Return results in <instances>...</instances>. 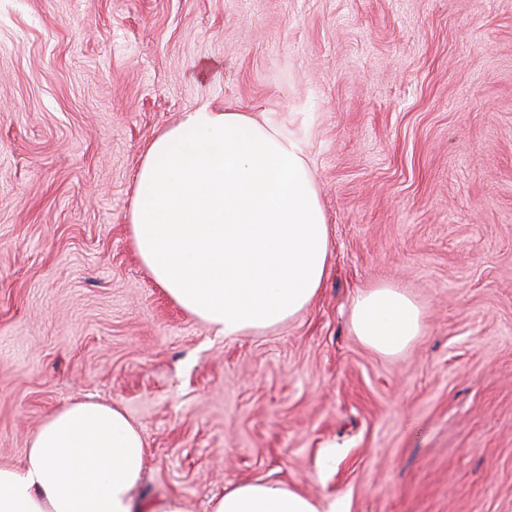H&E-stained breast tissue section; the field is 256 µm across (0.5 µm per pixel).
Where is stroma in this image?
Returning a JSON list of instances; mask_svg holds the SVG:
<instances>
[{
	"instance_id": "stroma-1",
	"label": "stroma",
	"mask_w": 512,
	"mask_h": 512,
	"mask_svg": "<svg viewBox=\"0 0 512 512\" xmlns=\"http://www.w3.org/2000/svg\"><path fill=\"white\" fill-rule=\"evenodd\" d=\"M202 107L301 141L323 287L227 338L129 240L145 149ZM392 285L424 330L351 329ZM119 403L137 495L236 483L348 512H512V0H0V465L76 400ZM351 324L362 343L391 355L420 336L424 328L423 311L399 288L381 285L357 295Z\"/></svg>"
}]
</instances>
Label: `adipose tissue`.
Returning <instances> with one entry per match:
<instances>
[{
	"label": "adipose tissue",
	"mask_w": 512,
	"mask_h": 512,
	"mask_svg": "<svg viewBox=\"0 0 512 512\" xmlns=\"http://www.w3.org/2000/svg\"><path fill=\"white\" fill-rule=\"evenodd\" d=\"M130 237L168 297L227 336L274 329L323 286L332 252L318 191L297 141L262 117L201 108L152 140L139 168ZM351 324L383 354L424 328L406 293L381 285L354 299ZM149 451L119 404L75 401L30 436L22 468L0 466V512H189L136 490ZM210 512H320L288 485L245 482Z\"/></svg>",
	"instance_id": "obj_1"
}]
</instances>
